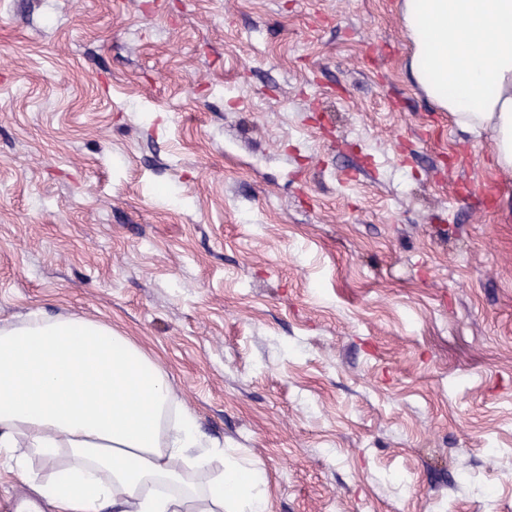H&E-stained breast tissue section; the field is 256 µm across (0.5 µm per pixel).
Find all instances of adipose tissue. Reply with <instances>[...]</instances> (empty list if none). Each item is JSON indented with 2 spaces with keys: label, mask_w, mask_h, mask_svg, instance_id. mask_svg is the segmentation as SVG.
<instances>
[{
  "label": "adipose tissue",
  "mask_w": 512,
  "mask_h": 512,
  "mask_svg": "<svg viewBox=\"0 0 512 512\" xmlns=\"http://www.w3.org/2000/svg\"><path fill=\"white\" fill-rule=\"evenodd\" d=\"M402 20L417 84L512 171V0H404ZM0 462L56 512H267L261 468L225 457L159 361L75 314L0 325Z\"/></svg>",
  "instance_id": "1"
}]
</instances>
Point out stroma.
<instances>
[{"label":"stroma","mask_w":512,"mask_h":512,"mask_svg":"<svg viewBox=\"0 0 512 512\" xmlns=\"http://www.w3.org/2000/svg\"><path fill=\"white\" fill-rule=\"evenodd\" d=\"M402 0H0V321L130 336L267 512H512V172Z\"/></svg>","instance_id":"1"}]
</instances>
